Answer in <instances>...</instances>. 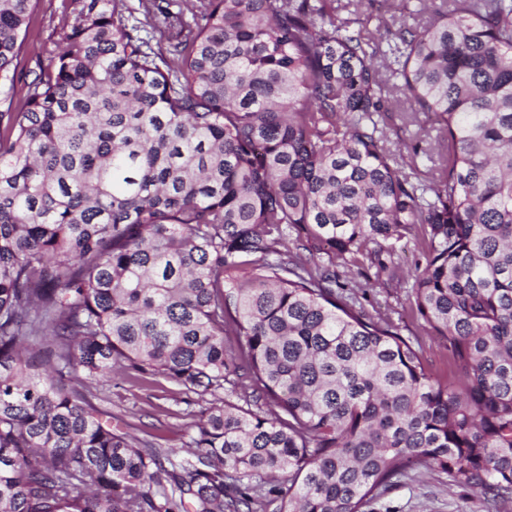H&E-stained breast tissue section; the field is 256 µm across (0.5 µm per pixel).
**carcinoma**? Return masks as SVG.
<instances>
[{
  "mask_svg": "<svg viewBox=\"0 0 512 512\" xmlns=\"http://www.w3.org/2000/svg\"><path fill=\"white\" fill-rule=\"evenodd\" d=\"M64 2L15 112L35 0H0V512H363L419 469L511 502L512 0L392 31L395 88L440 125L424 172L386 146L389 64L338 0H196L188 30L139 0L178 28L163 50L127 0ZM416 226L444 380L312 260L387 271ZM240 369L252 391L172 472L69 387L120 370L203 397Z\"/></svg>",
  "mask_w": 512,
  "mask_h": 512,
  "instance_id": "1",
  "label": "carcinoma"
}]
</instances>
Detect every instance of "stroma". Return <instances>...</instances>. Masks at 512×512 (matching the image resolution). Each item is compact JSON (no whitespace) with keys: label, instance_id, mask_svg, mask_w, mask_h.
Returning a JSON list of instances; mask_svg holds the SVG:
<instances>
[{"label":"stroma","instance_id":"1","mask_svg":"<svg viewBox=\"0 0 512 512\" xmlns=\"http://www.w3.org/2000/svg\"><path fill=\"white\" fill-rule=\"evenodd\" d=\"M431 0H367L358 17L379 44H386L385 28L390 22L412 25L428 20ZM65 21L62 0H37L32 24L23 44L17 69V93L57 54L58 31ZM391 148L415 156L419 168L437 159L438 132L424 116H409L405 104L393 105L380 121ZM396 277L378 272L366 257L336 259L339 280L353 289L372 316L388 319L401 336L410 338L422 360L433 373H448V344L410 311L411 287L416 272L426 264L418 233L405 235L393 243ZM89 402L112 420L116 433L136 439L140 448L182 450L195 431L212 396L200 397L182 391L164 379L142 383L124 375L106 382L80 381ZM364 512H485L481 498L470 491L452 489L445 475L419 471L412 480L394 486L369 502Z\"/></svg>","mask_w":512,"mask_h":512}]
</instances>
